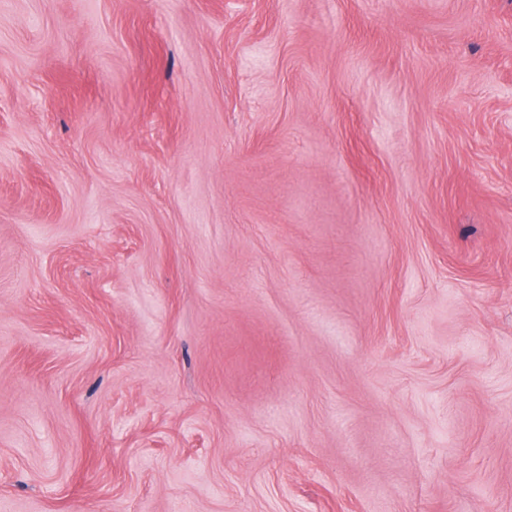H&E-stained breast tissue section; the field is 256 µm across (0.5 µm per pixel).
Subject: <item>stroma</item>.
Segmentation results:
<instances>
[{
	"mask_svg": "<svg viewBox=\"0 0 512 512\" xmlns=\"http://www.w3.org/2000/svg\"><path fill=\"white\" fill-rule=\"evenodd\" d=\"M0 512H512V0H0Z\"/></svg>",
	"mask_w": 512,
	"mask_h": 512,
	"instance_id": "obj_1",
	"label": "stroma"
}]
</instances>
